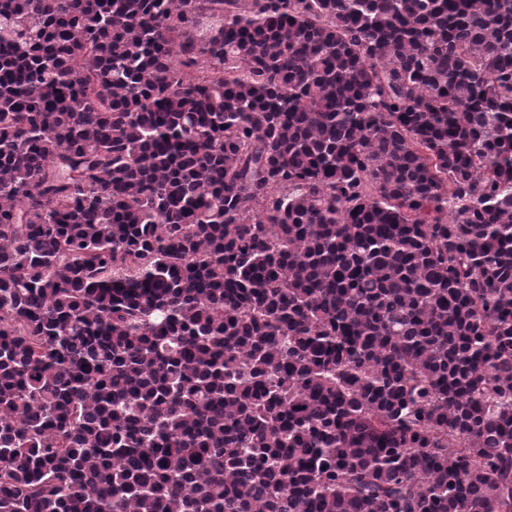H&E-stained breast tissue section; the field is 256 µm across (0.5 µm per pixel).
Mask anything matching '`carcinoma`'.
Instances as JSON below:
<instances>
[{
  "mask_svg": "<svg viewBox=\"0 0 512 512\" xmlns=\"http://www.w3.org/2000/svg\"><path fill=\"white\" fill-rule=\"evenodd\" d=\"M0 512H512V0H0Z\"/></svg>",
  "mask_w": 512,
  "mask_h": 512,
  "instance_id": "1",
  "label": "carcinoma"
}]
</instances>
